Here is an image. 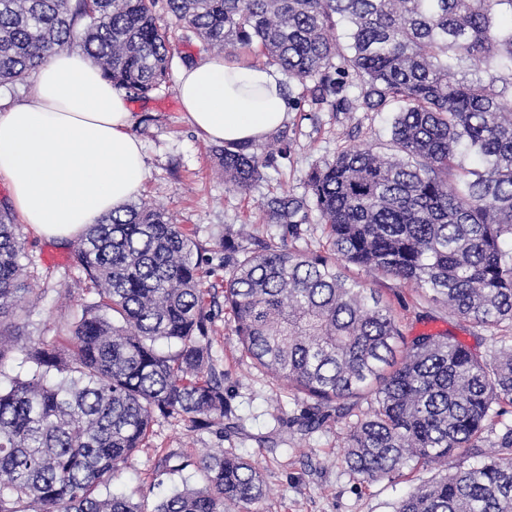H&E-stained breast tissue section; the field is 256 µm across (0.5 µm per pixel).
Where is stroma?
Here are the masks:
<instances>
[{
    "instance_id": "1",
    "label": "stroma",
    "mask_w": 512,
    "mask_h": 512,
    "mask_svg": "<svg viewBox=\"0 0 512 512\" xmlns=\"http://www.w3.org/2000/svg\"><path fill=\"white\" fill-rule=\"evenodd\" d=\"M207 52L199 38L176 30L169 83L130 99L129 105L147 167L141 200L162 207L174 223L193 230L201 248L203 287L217 302L210 329L213 364L224 375V395L239 430L227 436L215 429L195 428L180 418L156 417L147 445L128 458L114 487L152 512L172 488L200 482L189 469L179 474L163 471L162 455L196 458L229 450L258 462L267 486L261 512H394L396 503L416 487L472 465L473 457L457 454L444 464H410L380 481L362 482L339 460L348 420L331 417L313 432H300L294 420L304 413L306 402L251 364L222 307L225 237L242 232L256 238L279 237L278 227L261 221L267 198L284 189L304 195L311 169L346 146L386 148L392 115L336 112L312 104L304 87L291 83L294 104L284 127L293 143L291 153L281 156L274 150V138L264 140V178L248 193H239L225 185L224 174L210 154V140L189 124L178 98L183 66ZM17 232L34 286L17 322L27 336L64 335L66 319L96 302L94 286L76 264L72 247L48 241L23 225ZM377 286L404 336L447 334L479 351L492 350L488 331L460 320L445 303L420 297L414 288L391 278H379Z\"/></svg>"
}]
</instances>
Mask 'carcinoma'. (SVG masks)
<instances>
[{"mask_svg": "<svg viewBox=\"0 0 512 512\" xmlns=\"http://www.w3.org/2000/svg\"><path fill=\"white\" fill-rule=\"evenodd\" d=\"M157 0H0V83L79 43L112 83L146 96L167 83L172 31ZM172 21L220 54L256 52L315 102L395 113L388 152L349 146L307 175V195L267 199L283 230L256 249L224 242V311L246 357L310 401L301 430L356 414L346 468L379 481L414 460L482 462L419 486L395 512H512V0H165ZM349 28L336 44V28ZM224 183L248 192L266 159L216 146ZM468 155L467 167L458 156ZM317 211L325 242L288 245ZM198 244L164 210L127 205L89 226L74 256L99 301L71 316L66 343L27 337L32 376L0 389V512H144L111 491L154 418L236 429L211 363V308ZM13 215L0 210V377L31 288ZM366 268L441 300L491 333L488 355L453 336L406 340ZM366 409H361L362 404ZM189 467L153 512H260L256 462L228 452L164 455Z\"/></svg>", "mask_w": 512, "mask_h": 512, "instance_id": "carcinoma-1", "label": "carcinoma"}]
</instances>
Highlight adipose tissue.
<instances>
[{"mask_svg": "<svg viewBox=\"0 0 512 512\" xmlns=\"http://www.w3.org/2000/svg\"><path fill=\"white\" fill-rule=\"evenodd\" d=\"M178 96L192 125L227 145L261 143L288 118L277 70L216 55L183 68ZM135 122L124 91L83 51L48 57L27 100L0 109V179L22 224L64 245L139 196Z\"/></svg>", "mask_w": 512, "mask_h": 512, "instance_id": "obj_1", "label": "adipose tissue"}]
</instances>
